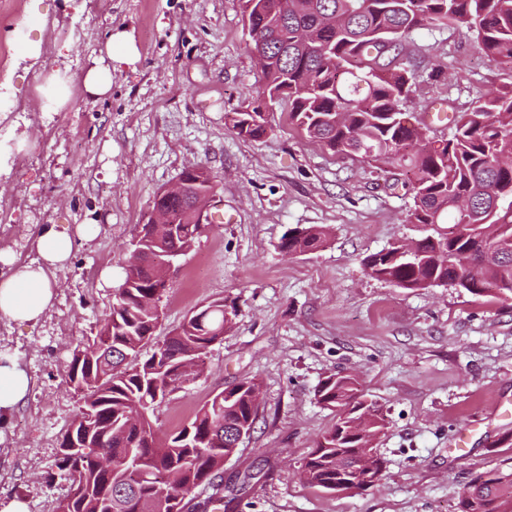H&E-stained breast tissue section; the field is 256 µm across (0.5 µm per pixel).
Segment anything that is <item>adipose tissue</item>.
Wrapping results in <instances>:
<instances>
[{
	"instance_id": "obj_1",
	"label": "adipose tissue",
	"mask_w": 512,
	"mask_h": 512,
	"mask_svg": "<svg viewBox=\"0 0 512 512\" xmlns=\"http://www.w3.org/2000/svg\"><path fill=\"white\" fill-rule=\"evenodd\" d=\"M102 52V59L87 69L82 78L84 92L99 99L112 90L113 70L134 64L139 58L133 40L119 30L109 35ZM88 236L85 230L76 235L50 224L44 226L37 240V262L17 265L10 254L1 251L0 263L9 265L10 272L0 278V316L19 324L40 322L56 295L54 271L68 264L78 239ZM31 385L32 379L17 357L0 350V422L24 403Z\"/></svg>"
}]
</instances>
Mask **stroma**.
<instances>
[{"mask_svg":"<svg viewBox=\"0 0 512 512\" xmlns=\"http://www.w3.org/2000/svg\"><path fill=\"white\" fill-rule=\"evenodd\" d=\"M127 31L140 57L112 73L103 99L74 90L64 110L45 112V79L93 66L110 32ZM41 41L38 60L11 56L0 71L11 105L0 137L25 131L31 145L0 172V250L17 264L38 260L45 225L95 236L56 273L52 307L35 325L0 316V347L34 380L24 403L0 424V501L57 512L70 493L59 443L82 395L70 384L75 348L112 311L127 260L158 191L188 168L206 166L231 223L211 224L174 264L163 316L141 355L149 357L192 312L228 298L240 312L211 346L201 376L151 417L168 436L214 394L261 385L254 430L224 462L236 498L223 512H456L474 476L512 477V299L451 287L409 291L370 277L365 257L417 235L402 171L368 165L308 139L274 107L258 141L239 137L228 113L257 97L258 68L240 0H22L0 17V45ZM416 69L402 104L409 123L445 139L428 105L466 112L512 85V65L491 64L472 36L420 30L404 43ZM320 226L318 250L282 254L292 228ZM111 280H104V271ZM359 378L386 427L379 483L344 495L304 484L300 459L336 421L315 392L330 375Z\"/></svg>","mask_w":512,"mask_h":512,"instance_id":"35a3bbf8","label":"stroma"}]
</instances>
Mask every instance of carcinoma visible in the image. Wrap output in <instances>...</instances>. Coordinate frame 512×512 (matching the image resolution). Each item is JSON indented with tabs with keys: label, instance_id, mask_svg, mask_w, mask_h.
<instances>
[{
	"label": "carcinoma",
	"instance_id": "cac0c4a2",
	"mask_svg": "<svg viewBox=\"0 0 512 512\" xmlns=\"http://www.w3.org/2000/svg\"><path fill=\"white\" fill-rule=\"evenodd\" d=\"M263 1L269 7L251 8L252 0H242V6L251 9L250 28L268 54L258 90L264 106L232 113L237 135L262 138L268 128L263 109L286 104L290 120L331 151L411 173L408 223L422 225L427 235L413 240L410 254L396 242L367 256L369 275L406 290L449 285L511 298L512 196L498 189L512 185V165H501V158H512V127L502 121L503 113L512 115V86L457 114L451 138L427 140L414 152L407 147L417 132L405 123L401 103L414 79L403 42L417 30L451 26L474 36L489 62H512V0ZM196 202L194 194L154 197L155 205L183 214L177 233L166 224L142 226L141 262L125 269L112 313L73 353L69 381L84 396L60 442L58 469L71 493L58 512H175L171 501L199 487L212 490L200 503L203 512L214 498H224V459L236 452L235 434L254 429L259 384L241 382L213 396L162 447L148 414L166 399L156 390L180 363L203 357L216 332L232 327L236 303H208L163 342L160 355L139 360L160 317L155 261L198 237V225L185 217ZM325 241L324 230L308 227L285 234L278 249L294 255ZM490 250L501 257L475 269L442 262L445 254L477 259ZM316 396L336 410V423L302 458L304 482L323 488L337 472L349 470L356 489L374 487L385 469L375 454L383 414L353 376L326 378ZM503 498L512 499V478L489 471L464 488L458 509L497 512Z\"/></svg>",
	"mask_w": 512,
	"mask_h": 512
}]
</instances>
